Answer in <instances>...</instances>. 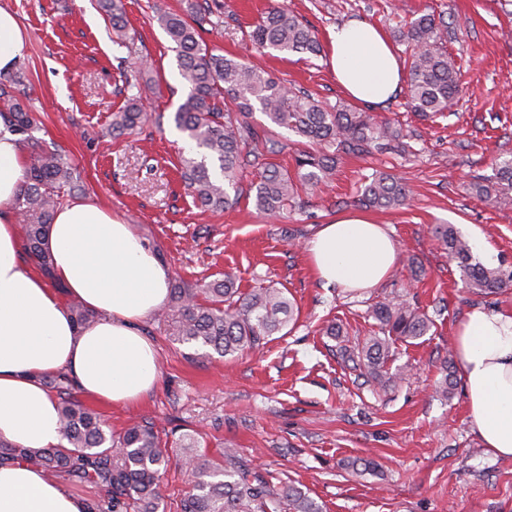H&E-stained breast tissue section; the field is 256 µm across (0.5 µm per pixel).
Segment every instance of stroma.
<instances>
[{
	"mask_svg": "<svg viewBox=\"0 0 512 512\" xmlns=\"http://www.w3.org/2000/svg\"><path fill=\"white\" fill-rule=\"evenodd\" d=\"M226 20L203 38L220 53L257 59L289 87L328 104L347 96L327 55L256 56L245 33L267 8L282 4L307 21L320 41L331 28L363 20L384 34L425 14L448 23V54L460 70L461 98L453 111L423 120L405 106L404 91L369 106L397 117L413 136L416 155L346 156L331 183L276 219L260 214L245 169L238 203L199 208L185 190L180 158L185 137L172 115L188 93L171 43L153 20L152 0H124L132 49L117 48L92 0H0L29 35L22 61L39 137L75 166L86 198L135 225L168 267L171 278L201 285L233 274L241 291L286 289L297 322L273 336L260 354L204 357L174 342L154 317L143 323L159 356V382L132 407L95 404L113 432L150 420L161 432L194 433L211 457L223 444L273 482L307 492L323 512H512V460L484 448L472 430L463 385L442 396L441 366L454 346L457 323L471 308L512 310V288L483 297L468 292L454 261L434 238L439 224L463 237L479 232L512 270V209L488 204L469 188L490 178L496 161L512 156V0H223ZM153 63L141 94L153 120L142 134L113 138V111L127 99L120 62ZM381 170L405 176L408 205L373 211L386 225L398 262L378 287L349 292L324 286L311 273L305 243L321 225L357 211L359 188ZM416 259L413 280L408 259ZM405 295L433 317L418 343L395 345L385 366L399 374L383 386L367 378L344 350L373 336V305ZM336 324L339 333L325 335ZM373 459L357 472L347 460Z\"/></svg>",
	"mask_w": 512,
	"mask_h": 512,
	"instance_id": "stroma-1",
	"label": "stroma"
}]
</instances>
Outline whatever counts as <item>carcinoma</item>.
Wrapping results in <instances>:
<instances>
[{"mask_svg": "<svg viewBox=\"0 0 512 512\" xmlns=\"http://www.w3.org/2000/svg\"><path fill=\"white\" fill-rule=\"evenodd\" d=\"M112 28V43L129 47L132 37L125 20L123 0H96ZM153 20L173 43L176 65L189 93L174 112L175 127L186 133L197 156L183 160V179L194 202L204 210L222 211L236 203L243 170L263 168L251 184L256 208L271 218L298 196L327 183L340 154L407 153L408 134L399 122L359 112L350 105L328 107L313 94L295 91L274 81L265 69L232 54H217L204 44L205 26L224 24V5L212 0L203 5L190 0L183 13L162 4L153 6ZM247 37L259 54L316 55L321 44L311 27L285 6H273L250 26ZM398 41L410 48L407 104L427 120L452 110L458 100V69L448 56V25L426 14L397 29ZM21 73L0 79V117L11 132L22 136L27 153L22 189L15 200L23 224L27 255L45 273L51 257L44 247L46 225L51 223L64 195L81 185L62 151L48 147L33 135L32 110L15 95ZM262 112L269 122L302 139L294 152L293 170L267 161L278 152L268 131L251 121ZM147 123L139 97L112 113L115 137L143 131ZM471 189L480 198L501 206L512 205V158L498 164L491 179H478ZM410 188L403 179L375 172L361 188L360 204L389 209L404 205ZM435 237L457 264L472 292L488 297L512 286V271L489 267L473 258L469 242L450 224H439ZM73 322L82 327L94 318L81 303L69 304ZM378 334L370 337L358 355V366L375 380L394 356L392 345L417 340L434 326L425 311L400 297L377 302L371 310ZM160 317L173 340L212 350L221 357L259 351L270 337L294 319V305L285 290L268 286L241 292L235 278L224 274L203 288L173 281L170 298ZM58 396V413L66 444L39 450L20 449L0 441V465L24 461L49 477L66 476L73 483L91 484L101 494L89 500L88 512H160L164 502L162 471L170 463L156 425L145 421L114 434L92 409L74 398V382L66 374L47 381ZM178 461L190 476V489L177 504L178 512H321L300 488L276 486L247 467L229 446L220 458L200 451L190 433L179 439Z\"/></svg>", "mask_w": 512, "mask_h": 512, "instance_id": "carcinoma-1", "label": "carcinoma"}]
</instances>
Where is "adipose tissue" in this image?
<instances>
[{
  "label": "adipose tissue",
  "mask_w": 512,
  "mask_h": 512,
  "mask_svg": "<svg viewBox=\"0 0 512 512\" xmlns=\"http://www.w3.org/2000/svg\"><path fill=\"white\" fill-rule=\"evenodd\" d=\"M29 49L16 16L0 7V73ZM337 82L355 101L381 104L403 75L387 36L351 20L333 28L327 44ZM25 173L23 151L0 123V440L18 448H53L63 441L57 402L45 376L67 373L86 397L106 405L142 403L159 380L158 352L143 321L163 307L170 273L133 225L103 205H62L49 225L52 273L30 263L14 202ZM309 267L326 285L365 291L397 262L383 225L348 213L323 225L305 245ZM96 314L77 327L67 302ZM454 350L471 425L485 448L512 459V313L483 307L458 323ZM85 499L24 463L0 466V512H87Z\"/></svg>",
  "instance_id": "adipose-tissue-1"
}]
</instances>
